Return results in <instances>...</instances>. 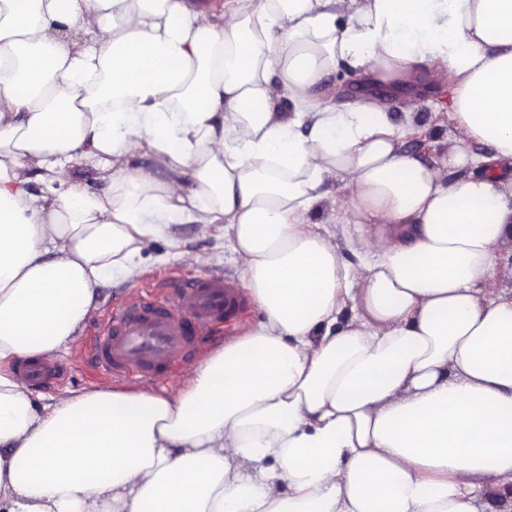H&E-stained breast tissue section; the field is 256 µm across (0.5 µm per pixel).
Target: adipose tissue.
Segmentation results:
<instances>
[{"label": "adipose tissue", "mask_w": 512, "mask_h": 512, "mask_svg": "<svg viewBox=\"0 0 512 512\" xmlns=\"http://www.w3.org/2000/svg\"><path fill=\"white\" fill-rule=\"evenodd\" d=\"M342 63L447 85L442 167L321 100ZM505 166L512 0H0V512H485L512 481ZM177 220L225 226L261 321L163 393L33 394L15 362L61 358Z\"/></svg>", "instance_id": "ef3b65f1"}]
</instances>
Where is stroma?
<instances>
[{
	"label": "stroma",
	"mask_w": 512,
	"mask_h": 512,
	"mask_svg": "<svg viewBox=\"0 0 512 512\" xmlns=\"http://www.w3.org/2000/svg\"><path fill=\"white\" fill-rule=\"evenodd\" d=\"M367 94L404 129V151L432 166L447 159L454 144L447 86L434 85L415 93L396 92L382 85L370 87ZM139 261L143 269L140 277L127 280L115 275L99 286L94 308L60 360L67 369L65 379L40 385L41 393L50 395L64 389L109 385V378L81 357L80 351L93 341L97 326L110 308L124 301L130 291L153 289L171 275L190 279L220 269L229 280H238L240 276L232 243L220 224L212 225L205 233L195 224L170 225L167 233L143 244Z\"/></svg>",
	"instance_id": "stroma-1"
}]
</instances>
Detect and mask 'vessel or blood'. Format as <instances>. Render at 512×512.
<instances>
[{
	"label": "vessel or blood",
	"instance_id": "1",
	"mask_svg": "<svg viewBox=\"0 0 512 512\" xmlns=\"http://www.w3.org/2000/svg\"><path fill=\"white\" fill-rule=\"evenodd\" d=\"M175 303L161 296L129 293L112 310L108 324L88 350V358L114 379L145 383L162 379L177 364L190 362L213 328L231 322L240 307L234 289L211 274L188 283L171 282Z\"/></svg>",
	"mask_w": 512,
	"mask_h": 512
}]
</instances>
